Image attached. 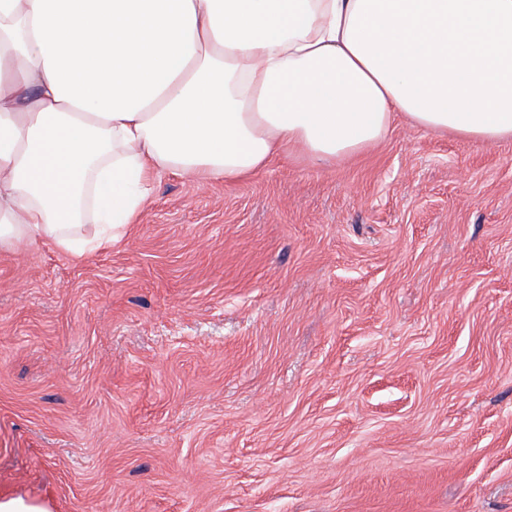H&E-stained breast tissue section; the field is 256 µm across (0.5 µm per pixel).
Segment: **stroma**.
<instances>
[{"instance_id": "35a3bbf8", "label": "stroma", "mask_w": 512, "mask_h": 512, "mask_svg": "<svg viewBox=\"0 0 512 512\" xmlns=\"http://www.w3.org/2000/svg\"><path fill=\"white\" fill-rule=\"evenodd\" d=\"M512 512V140L159 177L111 247L0 252V497Z\"/></svg>"}]
</instances>
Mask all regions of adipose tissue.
I'll return each instance as SVG.
<instances>
[{
	"mask_svg": "<svg viewBox=\"0 0 512 512\" xmlns=\"http://www.w3.org/2000/svg\"><path fill=\"white\" fill-rule=\"evenodd\" d=\"M398 113L512 138V0H0V251L84 256L160 173L355 154Z\"/></svg>",
	"mask_w": 512,
	"mask_h": 512,
	"instance_id": "ef3b65f1",
	"label": "adipose tissue"
}]
</instances>
